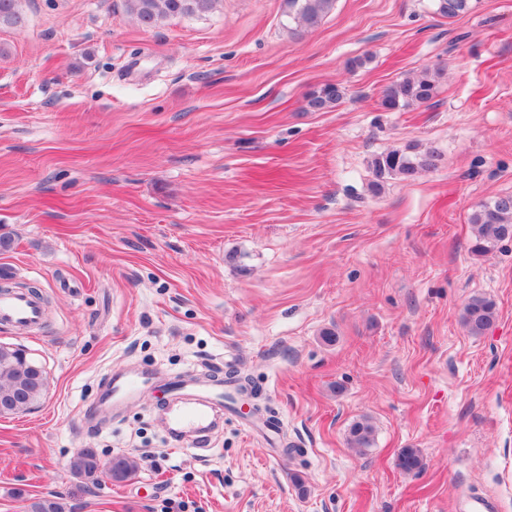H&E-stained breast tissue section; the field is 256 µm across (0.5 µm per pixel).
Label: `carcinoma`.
<instances>
[{
  "label": "carcinoma",
  "mask_w": 512,
  "mask_h": 512,
  "mask_svg": "<svg viewBox=\"0 0 512 512\" xmlns=\"http://www.w3.org/2000/svg\"><path fill=\"white\" fill-rule=\"evenodd\" d=\"M21 0H0V26L22 24ZM222 0H125L128 13L140 25L155 27L171 17H199L220 5ZM285 15L308 27L318 25L333 9L336 0H283ZM436 13L448 19L465 15L472 9V0H436ZM344 88L328 83L312 91L307 97L308 107L316 112L331 108L341 101ZM437 96V73L424 71L419 77L406 79L387 87L382 92L381 106L387 111L399 110L414 104H429ZM440 155L435 151L415 153L391 150L377 155L372 161L376 180L398 177L413 179L421 170L438 167ZM471 224L474 228V251L485 252L502 242L512 241V195L493 197L475 206ZM498 317L496 304L484 297L470 299L462 315L463 326L471 336L484 335ZM47 392V378L42 368L25 362L16 351L0 346V417L16 415L38 403ZM375 428L371 421L362 418L353 423L348 442L362 451L371 447ZM398 467L405 473L422 469L423 460L415 448L403 449L397 459ZM136 461L127 456L113 459L116 478L124 481L134 475ZM70 470L87 478H97L102 472L100 458L92 448L79 451L70 461ZM59 497L51 495L28 505V512H64Z\"/></svg>",
  "instance_id": "1"
}]
</instances>
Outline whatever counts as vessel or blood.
<instances>
[{
  "instance_id": "obj_1",
  "label": "vessel or blood",
  "mask_w": 512,
  "mask_h": 512,
  "mask_svg": "<svg viewBox=\"0 0 512 512\" xmlns=\"http://www.w3.org/2000/svg\"><path fill=\"white\" fill-rule=\"evenodd\" d=\"M44 305L24 292L0 294V325L28 329L41 323ZM147 381L141 374H110L105 382L113 403L137 397ZM169 399L166 420L172 431L192 437L196 455L209 451V428L216 412L224 408V388L215 385L201 387L195 380L182 378L168 385Z\"/></svg>"
}]
</instances>
